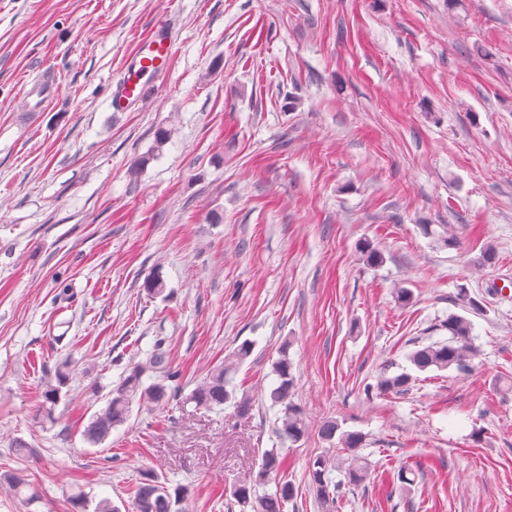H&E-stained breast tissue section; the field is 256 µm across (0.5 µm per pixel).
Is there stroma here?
I'll use <instances>...</instances> for the list:
<instances>
[{"instance_id":"obj_1","label":"stroma","mask_w":512,"mask_h":512,"mask_svg":"<svg viewBox=\"0 0 512 512\" xmlns=\"http://www.w3.org/2000/svg\"><path fill=\"white\" fill-rule=\"evenodd\" d=\"M162 13L177 50L160 89L111 111ZM43 73L47 103L27 93ZM451 313L473 323L468 372L365 396ZM160 339L180 396L85 441ZM246 341L232 384L250 415L183 404ZM283 344L310 424L285 447ZM327 419L364 434L370 463L338 512H512V0H0V474L41 495L0 490V512H69L74 484L127 503L146 469L194 486L187 512H240L233 486L276 447L298 489L285 512H321L307 463L333 450ZM66 369H68L67 360H65L62 366L56 370L54 377H51L45 383L42 395L44 399V404L42 405V410L40 412L42 416L50 417L54 407L60 402L62 388L66 385L68 381V371ZM0 485H5L9 491L17 497L24 496L27 504L36 503L38 502V499H40L38 492L31 489L30 484L27 483L24 475L20 472L5 475L3 478L0 476ZM29 489L31 490V493L25 495V490Z\"/></svg>"}]
</instances>
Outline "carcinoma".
<instances>
[{
  "label": "carcinoma",
  "mask_w": 512,
  "mask_h": 512,
  "mask_svg": "<svg viewBox=\"0 0 512 512\" xmlns=\"http://www.w3.org/2000/svg\"><path fill=\"white\" fill-rule=\"evenodd\" d=\"M436 330L448 332V338L433 341L413 350L408 361L419 372L428 370L445 371L455 369L465 372L477 355L474 344L473 325L462 315L450 314L448 319L436 325ZM288 342H283L279 349V357L272 363V372L276 376V385L271 389L269 397L274 405L282 406V416L277 434L282 442L292 445L300 442L308 433L309 424L303 410L291 401L295 380L292 365L288 359ZM252 351L249 342L242 343L235 352L215 368L185 397V402L194 404L197 409H214L234 401L235 414L244 418L251 411V400L248 397L236 399L235 393L228 390L230 375L248 358ZM151 373L152 382L144 384L143 377ZM178 373L173 370L169 361L164 342L155 343L153 351L144 363L128 366L123 378L105 396V405L95 412L83 436L91 444L105 441L112 430L124 425L130 418L133 406L156 409L165 406L176 396L175 387L171 383L177 381ZM68 381V363L59 367L54 377L45 383L43 391L44 404L41 414L49 417L54 407L60 402L62 388ZM412 375L407 372L388 375L383 373L374 386L365 388L366 396L373 392L403 393L408 390ZM321 437L328 441L339 440L346 456L336 457L329 454L319 455L308 463L310 483L322 512H336L340 496L341 483L332 480V473H344L346 483L358 485L368 474L366 458L360 454L364 436L360 432L342 431L338 422L325 420L319 427ZM281 469V449L272 448L262 455L258 471L249 475V479L236 485L232 497L243 509V512H283L286 503L296 497L295 486L284 480L277 479ZM275 482L272 493H257V488L269 482ZM0 485L6 486L17 497H24L26 503L38 502L40 495L30 490L24 475L15 472L0 477ZM194 490L189 485L168 487L151 470L140 474L133 497V512H184V503L193 496ZM70 512H121L119 506L110 499L98 502L83 490L73 491L68 496Z\"/></svg>",
  "instance_id": "1"
}]
</instances>
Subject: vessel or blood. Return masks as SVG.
Returning <instances> with one entry per match:
<instances>
[{
    "instance_id": "obj_1",
    "label": "vessel or blood",
    "mask_w": 512,
    "mask_h": 512,
    "mask_svg": "<svg viewBox=\"0 0 512 512\" xmlns=\"http://www.w3.org/2000/svg\"><path fill=\"white\" fill-rule=\"evenodd\" d=\"M174 47L175 38L166 24L153 25L139 39L133 58L112 86L111 111L126 112L142 101L154 78L169 68Z\"/></svg>"
}]
</instances>
